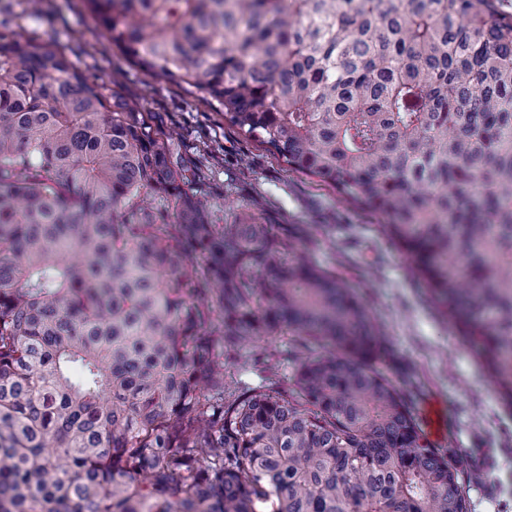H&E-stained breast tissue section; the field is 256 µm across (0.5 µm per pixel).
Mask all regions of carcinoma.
Here are the masks:
<instances>
[{
  "instance_id": "cac0c4a2",
  "label": "carcinoma",
  "mask_w": 512,
  "mask_h": 512,
  "mask_svg": "<svg viewBox=\"0 0 512 512\" xmlns=\"http://www.w3.org/2000/svg\"><path fill=\"white\" fill-rule=\"evenodd\" d=\"M146 73L386 219L512 408L502 0H84ZM138 103L0 26V512H470L313 241L214 223ZM292 336L236 380L240 347ZM296 362L292 379L274 360Z\"/></svg>"
}]
</instances>
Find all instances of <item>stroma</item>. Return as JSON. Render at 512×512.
<instances>
[{
	"mask_svg": "<svg viewBox=\"0 0 512 512\" xmlns=\"http://www.w3.org/2000/svg\"><path fill=\"white\" fill-rule=\"evenodd\" d=\"M0 23L69 50L89 79L134 99L161 128L175 132L183 156L201 173L216 223H233L258 197L264 202L258 223L309 229L316 265L355 288L385 330L390 356L383 369L404 375L416 411L440 406L445 427L425 428L428 443L457 449L464 470L483 473L481 482L466 486L471 512H512V410L493 392L474 349L412 275L409 258L383 235L380 216L288 169L196 95L125 62L81 0H41L36 16L27 0H0Z\"/></svg>",
	"mask_w": 512,
	"mask_h": 512,
	"instance_id": "stroma-1",
	"label": "stroma"
}]
</instances>
